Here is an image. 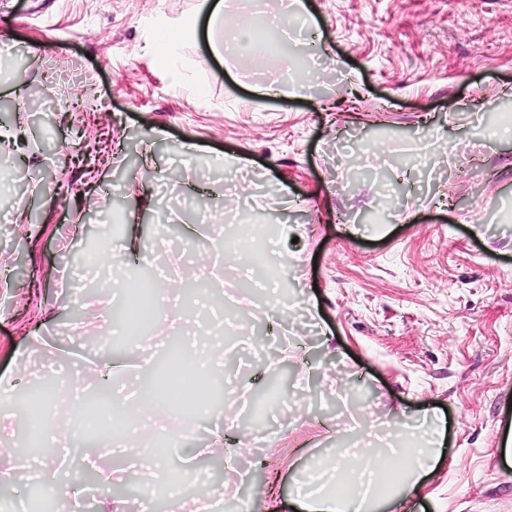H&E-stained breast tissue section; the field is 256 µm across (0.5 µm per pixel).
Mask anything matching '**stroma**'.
<instances>
[{
  "label": "stroma",
  "mask_w": 512,
  "mask_h": 512,
  "mask_svg": "<svg viewBox=\"0 0 512 512\" xmlns=\"http://www.w3.org/2000/svg\"><path fill=\"white\" fill-rule=\"evenodd\" d=\"M289 2L224 0L227 27L289 18L276 57L219 59L200 36L163 65L162 32L197 0H0V45L28 56L0 72V376H95L116 297L85 227L105 250L134 221L126 273L212 290L173 293L116 388L161 379V342L199 346L220 313L211 374L238 398L187 425L167 471L116 456L81 476L94 506L143 512L128 480L166 481L220 436L234 466L198 472L224 512H297L310 470L426 415L434 468L376 512H512V0ZM244 224L276 226L277 279L239 256Z\"/></svg>",
  "instance_id": "1"
}]
</instances>
